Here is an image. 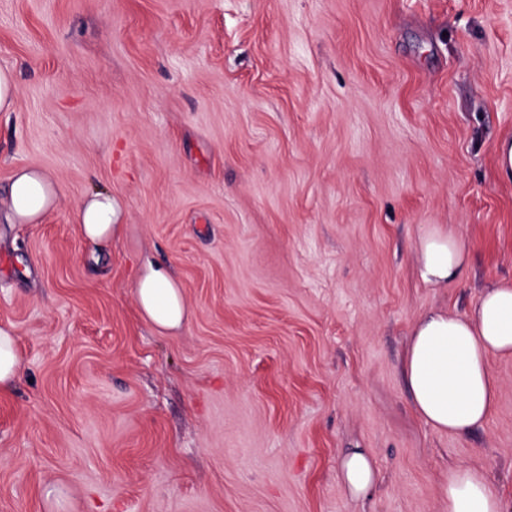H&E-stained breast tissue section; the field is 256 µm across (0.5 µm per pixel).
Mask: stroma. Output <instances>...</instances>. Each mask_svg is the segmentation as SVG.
I'll return each mask as SVG.
<instances>
[{"mask_svg": "<svg viewBox=\"0 0 512 512\" xmlns=\"http://www.w3.org/2000/svg\"><path fill=\"white\" fill-rule=\"evenodd\" d=\"M0 193L55 174L40 224L0 221V512H448L450 467L512 512V357L466 433L410 404L415 320L512 279V0H0ZM121 229L88 246L77 204ZM469 258L422 281L420 234ZM168 265L162 332L135 280ZM351 448L380 484L355 500ZM116 215L111 193L89 195L81 202L76 213L81 236L92 244L111 239L120 225L113 224ZM416 255L423 281L433 288H444L464 268L468 246L458 232L432 224L419 236ZM135 292L143 314L160 329H177L188 317L180 289L166 265L145 263ZM23 369L13 329L0 327V392L12 388ZM337 475L353 499L370 497L376 491L379 482L374 462L360 448H352L342 454Z\"/></svg>", "mask_w": 512, "mask_h": 512, "instance_id": "stroma-1", "label": "stroma"}]
</instances>
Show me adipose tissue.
<instances>
[{"label":"adipose tissue","instance_id":"adipose-tissue-1","mask_svg":"<svg viewBox=\"0 0 512 512\" xmlns=\"http://www.w3.org/2000/svg\"><path fill=\"white\" fill-rule=\"evenodd\" d=\"M60 184L49 171L17 167L0 199L10 224H37L59 201ZM111 194L84 199L76 219L84 240L98 243L116 232ZM416 255L423 281L434 288L457 278L468 258V246L457 232L435 224L418 238ZM138 305L158 328H179L188 317L181 292L168 266L145 263L135 284ZM493 356H512V280L488 288L466 314L431 310L410 332L402 375L415 412L440 431L460 433L482 425L493 411L499 382L489 367ZM338 478L354 499L377 489L378 471L361 449L344 452ZM448 512H505L503 500L482 468L458 465L448 470L443 488Z\"/></svg>","mask_w":512,"mask_h":512}]
</instances>
